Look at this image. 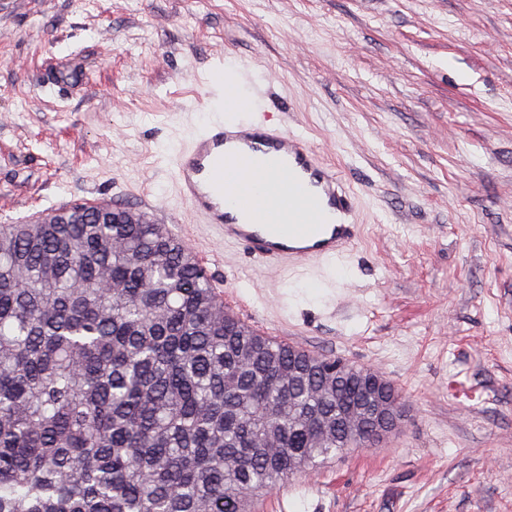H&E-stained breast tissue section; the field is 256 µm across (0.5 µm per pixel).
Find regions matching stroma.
I'll use <instances>...</instances> for the list:
<instances>
[{
	"instance_id": "1",
	"label": "stroma",
	"mask_w": 512,
	"mask_h": 512,
	"mask_svg": "<svg viewBox=\"0 0 512 512\" xmlns=\"http://www.w3.org/2000/svg\"><path fill=\"white\" fill-rule=\"evenodd\" d=\"M244 64L355 190L349 258L263 267L177 198L195 98ZM81 202L180 233L254 330L402 393L386 440L254 512H512V0H0V222Z\"/></svg>"
}]
</instances>
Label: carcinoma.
<instances>
[{
	"mask_svg": "<svg viewBox=\"0 0 512 512\" xmlns=\"http://www.w3.org/2000/svg\"><path fill=\"white\" fill-rule=\"evenodd\" d=\"M263 336L142 217L0 225V512H250L372 397ZM318 447H312V443Z\"/></svg>",
	"mask_w": 512,
	"mask_h": 512,
	"instance_id": "cac0c4a2",
	"label": "carcinoma"
}]
</instances>
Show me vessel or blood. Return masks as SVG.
Segmentation results:
<instances>
[{
	"mask_svg": "<svg viewBox=\"0 0 512 512\" xmlns=\"http://www.w3.org/2000/svg\"><path fill=\"white\" fill-rule=\"evenodd\" d=\"M181 149L174 178L180 197L255 261L284 269L342 259L358 238L357 195L299 133L261 121L245 88L224 103Z\"/></svg>",
	"mask_w": 512,
	"mask_h": 512,
	"instance_id": "vessel-or-blood-1",
	"label": "vessel or blood"
}]
</instances>
